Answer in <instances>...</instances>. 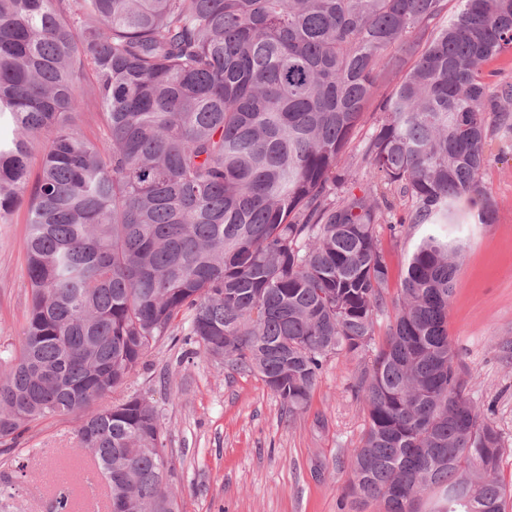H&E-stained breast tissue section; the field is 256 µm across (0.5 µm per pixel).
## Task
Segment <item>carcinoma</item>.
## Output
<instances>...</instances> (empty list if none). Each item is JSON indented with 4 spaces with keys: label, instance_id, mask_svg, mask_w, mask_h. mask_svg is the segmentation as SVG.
<instances>
[{
    "label": "carcinoma",
    "instance_id": "carcinoma-1",
    "mask_svg": "<svg viewBox=\"0 0 512 512\" xmlns=\"http://www.w3.org/2000/svg\"><path fill=\"white\" fill-rule=\"evenodd\" d=\"M0 0V218L27 208L29 302L0 360V440L78 415L109 512H179L158 413L106 396L185 336L304 409L328 358L374 340L389 270L388 194L423 226L399 309L355 381L367 408L350 496L383 512H506L502 437L465 392L448 338L462 241L491 224L480 183L512 85L483 65L512 49V0ZM414 58L361 155L339 170L393 58ZM93 84L104 136L73 128ZM42 156L31 178V160ZM52 512H75L67 489Z\"/></svg>",
    "mask_w": 512,
    "mask_h": 512
}]
</instances>
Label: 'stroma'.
I'll return each instance as SVG.
<instances>
[{"mask_svg": "<svg viewBox=\"0 0 512 512\" xmlns=\"http://www.w3.org/2000/svg\"><path fill=\"white\" fill-rule=\"evenodd\" d=\"M403 76L384 74L366 104L342 165L356 162L380 116L378 105ZM482 189L497 208L492 224L464 225L463 257L448 307V336L468 396L497 426L503 442L499 477L512 484V129H489ZM25 207L0 220V344L19 342L29 289L24 274ZM421 230L380 238L389 269L386 304L375 319L383 341L396 315L401 272ZM373 353L331 357L307 407L288 413L256 375L235 371L183 339L160 342L108 402L139 393L155 406L176 470L180 512H379L348 494L351 454L367 423L354 378ZM80 421L31 425L14 446L0 444V479L13 484L6 512H50L54 486L44 474L63 470L76 512H108L103 497H86L89 469L73 458ZM24 460L26 475L15 469Z\"/></svg>", "mask_w": 512, "mask_h": 512, "instance_id": "obj_1", "label": "stroma"}]
</instances>
